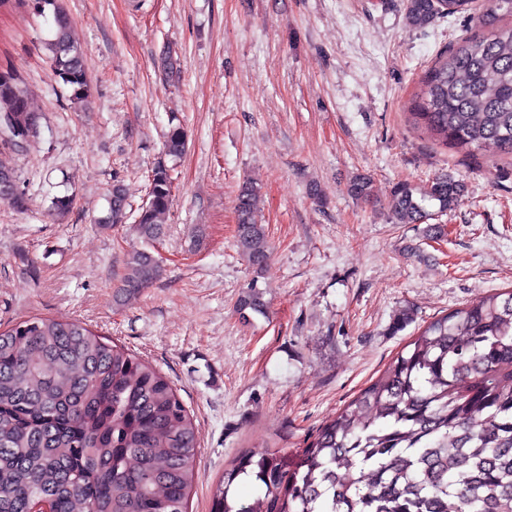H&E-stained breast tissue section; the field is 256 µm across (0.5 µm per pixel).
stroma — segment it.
Instances as JSON below:
<instances>
[{
    "label": "stroma",
    "mask_w": 512,
    "mask_h": 512,
    "mask_svg": "<svg viewBox=\"0 0 512 512\" xmlns=\"http://www.w3.org/2000/svg\"><path fill=\"white\" fill-rule=\"evenodd\" d=\"M60 4L84 52V106L53 73L51 14L0 8V64L22 72L41 115L30 149L0 147L28 198L23 211L0 203V330L77 319L166 376L200 432L188 512H211L241 455L302 447L430 321L512 289V158L466 156L410 121L420 77L475 18L416 29L406 0ZM169 46L180 68L166 78L156 62ZM175 123L188 151L153 247L163 273L119 305L142 242L99 220L114 181L132 208L145 202ZM441 172L463 182L459 204L392 223V188ZM359 173L366 203L347 192ZM246 180L271 243L259 274L236 247ZM253 285L267 309L240 314Z\"/></svg>",
    "instance_id": "stroma-1"
}]
</instances>
